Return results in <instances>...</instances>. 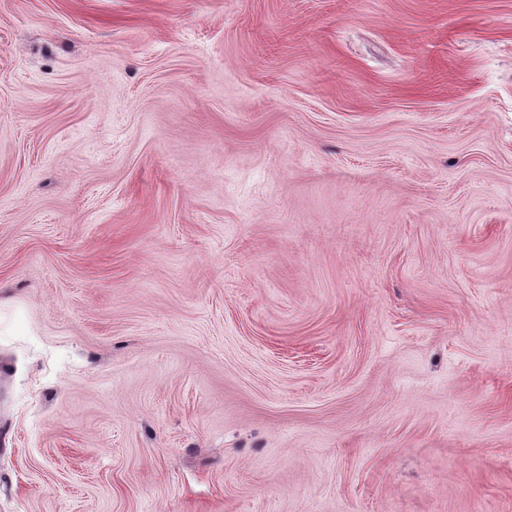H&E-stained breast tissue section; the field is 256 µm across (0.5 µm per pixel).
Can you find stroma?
Instances as JSON below:
<instances>
[{
	"mask_svg": "<svg viewBox=\"0 0 512 512\" xmlns=\"http://www.w3.org/2000/svg\"><path fill=\"white\" fill-rule=\"evenodd\" d=\"M0 512H512V0H0Z\"/></svg>",
	"mask_w": 512,
	"mask_h": 512,
	"instance_id": "stroma-1",
	"label": "stroma"
}]
</instances>
